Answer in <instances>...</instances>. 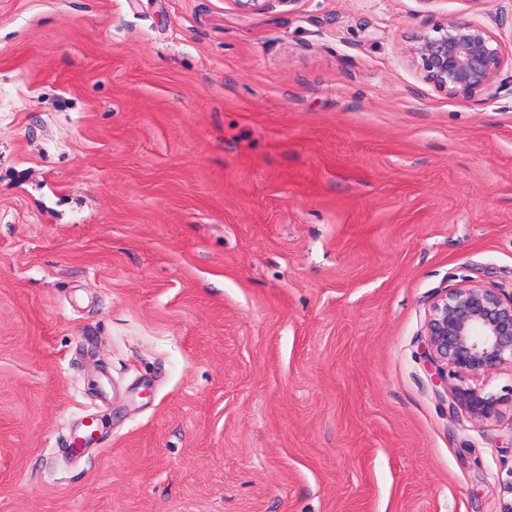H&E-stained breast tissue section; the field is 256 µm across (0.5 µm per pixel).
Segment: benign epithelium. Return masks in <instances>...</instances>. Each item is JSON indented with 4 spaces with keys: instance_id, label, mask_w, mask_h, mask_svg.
Segmentation results:
<instances>
[{
    "instance_id": "7a95c632",
    "label": "benign epithelium",
    "mask_w": 512,
    "mask_h": 512,
    "mask_svg": "<svg viewBox=\"0 0 512 512\" xmlns=\"http://www.w3.org/2000/svg\"><path fill=\"white\" fill-rule=\"evenodd\" d=\"M245 14L263 13L274 5L294 10L300 0H234ZM410 65L422 80L446 96L469 100L491 93L504 57L500 41L487 26L450 18L417 31L407 48ZM427 361L437 377L448 373L478 378L512 364V292L465 280L436 298L426 328ZM457 401L476 420L500 412L501 399L476 387L455 388Z\"/></svg>"
}]
</instances>
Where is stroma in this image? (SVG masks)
<instances>
[{
  "instance_id": "1",
  "label": "stroma",
  "mask_w": 512,
  "mask_h": 512,
  "mask_svg": "<svg viewBox=\"0 0 512 512\" xmlns=\"http://www.w3.org/2000/svg\"><path fill=\"white\" fill-rule=\"evenodd\" d=\"M446 17L494 98L409 66ZM467 279L512 290V0H0V512H512V366L479 421L425 357ZM238 9L245 14L263 13L273 8L276 3L278 6H288V11H293L294 6L300 0H234ZM409 39L410 65L435 91L452 98L490 94L504 64L498 37L476 21L446 18Z\"/></svg>"
}]
</instances>
